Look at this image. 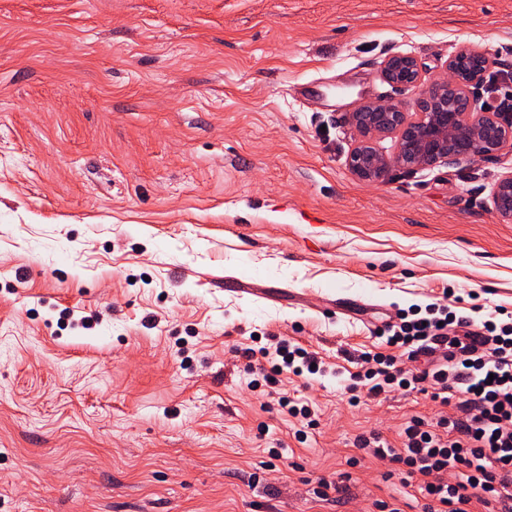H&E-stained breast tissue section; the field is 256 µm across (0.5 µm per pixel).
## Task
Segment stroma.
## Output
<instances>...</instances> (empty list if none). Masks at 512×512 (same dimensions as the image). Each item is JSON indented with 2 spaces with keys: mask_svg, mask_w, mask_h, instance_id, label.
Wrapping results in <instances>:
<instances>
[{
  "mask_svg": "<svg viewBox=\"0 0 512 512\" xmlns=\"http://www.w3.org/2000/svg\"><path fill=\"white\" fill-rule=\"evenodd\" d=\"M464 45L512 90V0H0V512H423L353 441L442 406L349 405L347 354L448 289L512 311V151L365 184L347 116ZM272 335L332 368L281 377L313 428L246 386ZM493 204L497 213L504 219L512 221V173L499 181L494 194Z\"/></svg>",
  "mask_w": 512,
  "mask_h": 512,
  "instance_id": "stroma-1",
  "label": "stroma"
}]
</instances>
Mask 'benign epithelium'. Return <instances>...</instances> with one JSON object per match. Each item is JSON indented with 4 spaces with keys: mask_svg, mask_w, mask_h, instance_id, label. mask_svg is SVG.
Returning <instances> with one entry per match:
<instances>
[{
    "mask_svg": "<svg viewBox=\"0 0 512 512\" xmlns=\"http://www.w3.org/2000/svg\"><path fill=\"white\" fill-rule=\"evenodd\" d=\"M493 65L487 53L461 47L445 64V76L425 86L422 69L409 55L388 57L383 79L400 90H415L411 105L403 102L362 99L348 115L355 135L347 166L361 182L383 180L395 167L414 170L440 165L454 166L464 160L487 157L512 148V116L477 112L471 90ZM393 135L394 155L381 152L375 142ZM493 204L497 213L512 221V173L499 181Z\"/></svg>",
    "mask_w": 512,
    "mask_h": 512,
    "instance_id": "obj_1",
    "label": "benign epithelium"
}]
</instances>
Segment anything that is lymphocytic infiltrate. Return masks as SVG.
I'll use <instances>...</instances> for the list:
<instances>
[{"instance_id": "1", "label": "lymphocytic infiltrate", "mask_w": 512, "mask_h": 512, "mask_svg": "<svg viewBox=\"0 0 512 512\" xmlns=\"http://www.w3.org/2000/svg\"><path fill=\"white\" fill-rule=\"evenodd\" d=\"M425 317L399 313L375 333L381 352H361L346 391L370 396L417 390L427 384L433 400L456 405L457 416L425 422L412 418L391 442L373 433L356 446L376 459L402 465L406 483L427 498V512H473L496 505L512 512V311L474 323L448 305L433 304ZM249 389L275 387L283 373L301 374L317 362L316 353L280 337L266 346L245 347ZM429 361L420 372L399 366V357Z\"/></svg>"}]
</instances>
